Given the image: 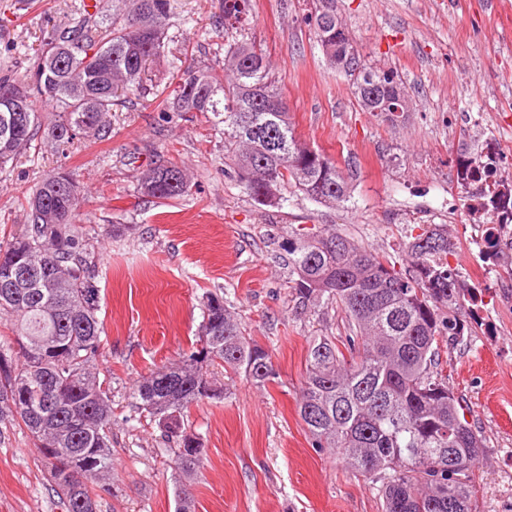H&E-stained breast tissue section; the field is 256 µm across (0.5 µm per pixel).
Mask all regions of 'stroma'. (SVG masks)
<instances>
[{
	"instance_id": "35a3bbf8",
	"label": "stroma",
	"mask_w": 512,
	"mask_h": 512,
	"mask_svg": "<svg viewBox=\"0 0 512 512\" xmlns=\"http://www.w3.org/2000/svg\"><path fill=\"white\" fill-rule=\"evenodd\" d=\"M75 0H0V69L32 65L33 52L73 16ZM362 60L398 71L412 103L395 121L361 111L352 82L332 68L307 22L312 0H251L245 31L218 25L219 0H172L168 52L138 90L112 109V133L66 151L32 146L0 171V243L21 234L27 198L58 169L77 178L75 228L98 290L104 334L94 367L112 387V478L99 512H175L184 492L194 512H382L378 486L330 450L312 447L298 414L307 351L316 336L344 342L339 307L300 308L288 286L284 246L291 226L346 235L383 255L437 227L459 253L477 223L461 200L456 159L462 145L495 140L502 176L512 179V0H339ZM255 43L269 57L300 140L347 175L351 193L336 205L294 189L280 207L254 202L224 153L222 129L197 112L169 111L183 64L224 74V45ZM22 49L10 55L9 47ZM175 164L188 192L172 200L141 195L150 162ZM475 277L484 317L459 311L469 331L442 347L448 386L484 439L475 469L480 512H512V305L500 274ZM223 296L247 333L268 346L279 377L260 386L219 374L223 394L184 419L205 448L198 475L179 481L158 427L131 392L157 367L176 362L201 329L205 293ZM0 512H66L24 426L0 420Z\"/></svg>"
}]
</instances>
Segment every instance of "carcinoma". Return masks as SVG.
<instances>
[{"instance_id": "carcinoma-1", "label": "carcinoma", "mask_w": 512, "mask_h": 512, "mask_svg": "<svg viewBox=\"0 0 512 512\" xmlns=\"http://www.w3.org/2000/svg\"><path fill=\"white\" fill-rule=\"evenodd\" d=\"M313 28L328 64L336 67V38L346 33L336 0H315ZM218 24L243 28L251 0H220ZM171 0H112L106 35L85 11L54 28L19 76L0 70V169L31 148L36 136L55 150L77 139L110 134L114 99L136 89L149 62L167 45ZM339 71L354 88L381 96L401 84L398 74L363 63L351 42ZM225 79L188 66L169 105L200 112L224 125V152L257 204L275 206L291 187L321 204L350 197L344 172L321 151L307 153L288 121V105L266 54L255 44H224ZM54 119L42 123L38 105ZM496 161L462 148L457 183L471 213L490 224H512V183L493 177ZM140 189L169 200L186 193L172 163L140 172ZM479 200L477 207L471 201ZM80 191L66 171L43 179L28 200L24 233L0 245V317L13 321L24 361L13 369L0 354V415L20 418L39 442L42 463L66 512H98L112 475V399L92 371L103 326L96 289L73 229ZM406 266L334 232L291 229L289 284L298 303L342 307L350 336H316L308 348L299 416L312 446L330 448L365 480L382 482L385 512H478L472 478L482 437L439 369L441 344L461 336L457 316L477 289L448 262L453 245L439 228L405 244ZM242 372L264 386L277 378L271 354L246 335L218 296L207 298L196 343L178 362L140 381L132 398L174 444L181 477L197 474L204 448L187 431L193 404L221 396L218 369Z\"/></svg>"}]
</instances>
